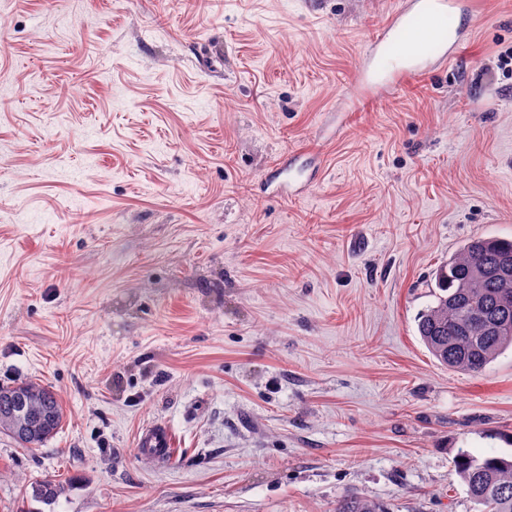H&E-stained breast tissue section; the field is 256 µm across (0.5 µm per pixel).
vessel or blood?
I'll return each mask as SVG.
<instances>
[{"instance_id":"vessel-or-blood-1","label":"vessel or blood","mask_w":512,"mask_h":512,"mask_svg":"<svg viewBox=\"0 0 512 512\" xmlns=\"http://www.w3.org/2000/svg\"><path fill=\"white\" fill-rule=\"evenodd\" d=\"M467 11V0H406L388 25L368 41L354 74V92L361 98L384 97L427 68L455 60L470 34L460 22ZM422 29L439 34L436 55H427L423 46L412 40V33ZM137 448L158 460L170 458L169 427L158 422L147 425Z\"/></svg>"}]
</instances>
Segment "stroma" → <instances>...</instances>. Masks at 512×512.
Instances as JSON below:
<instances>
[{
    "instance_id": "stroma-1",
    "label": "stroma",
    "mask_w": 512,
    "mask_h": 512,
    "mask_svg": "<svg viewBox=\"0 0 512 512\" xmlns=\"http://www.w3.org/2000/svg\"><path fill=\"white\" fill-rule=\"evenodd\" d=\"M402 2L0 0V384L65 413L0 431V512H476L455 455L512 452V350L448 368L417 316L512 238V0L347 104ZM19 412L26 427L17 425ZM64 409L57 394L32 380L0 386V429L25 448H38L58 432ZM136 446L140 452L157 460L170 458L173 449L170 428L158 422L147 425L142 429ZM336 512H388L385 505L358 493H347L336 505Z\"/></svg>"
}]
</instances>
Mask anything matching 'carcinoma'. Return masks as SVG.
I'll return each mask as SVG.
<instances>
[{
  "label": "carcinoma",
  "instance_id": "1",
  "mask_svg": "<svg viewBox=\"0 0 512 512\" xmlns=\"http://www.w3.org/2000/svg\"><path fill=\"white\" fill-rule=\"evenodd\" d=\"M505 255L512 256V240L477 237L437 270L434 301L419 314L417 330L441 364L480 373L512 347V279L494 273ZM63 420V405L50 388L32 380L0 386V429L23 447L44 445ZM455 468L480 512H512V455L477 456L461 449ZM32 493L52 501L59 486L43 480ZM336 512L387 510L381 501L352 492L338 501Z\"/></svg>",
  "mask_w": 512,
  "mask_h": 512
}]
</instances>
